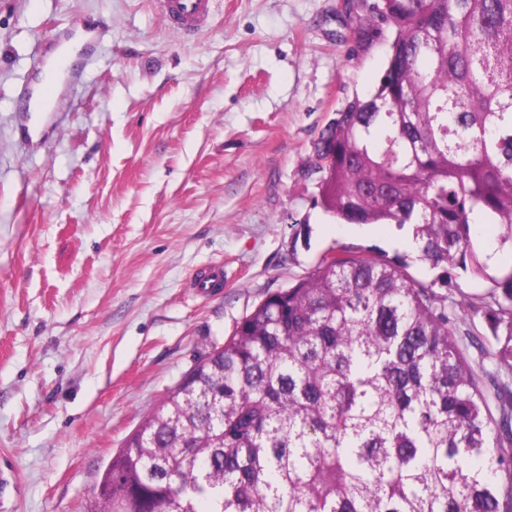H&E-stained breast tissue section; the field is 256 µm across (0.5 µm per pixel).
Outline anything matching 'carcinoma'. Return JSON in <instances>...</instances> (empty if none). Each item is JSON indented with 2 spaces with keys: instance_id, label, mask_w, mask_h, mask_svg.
<instances>
[{
  "instance_id": "obj_1",
  "label": "carcinoma",
  "mask_w": 512,
  "mask_h": 512,
  "mask_svg": "<svg viewBox=\"0 0 512 512\" xmlns=\"http://www.w3.org/2000/svg\"><path fill=\"white\" fill-rule=\"evenodd\" d=\"M349 10L388 62L315 144L321 206L409 223L417 260L490 287L457 298L400 257L324 256L198 358L86 512H512V256L492 270L477 240L493 224L512 246V0Z\"/></svg>"
}]
</instances>
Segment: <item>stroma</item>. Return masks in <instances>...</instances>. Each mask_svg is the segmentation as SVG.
<instances>
[{
    "label": "stroma",
    "instance_id": "35a3bbf8",
    "mask_svg": "<svg viewBox=\"0 0 512 512\" xmlns=\"http://www.w3.org/2000/svg\"><path fill=\"white\" fill-rule=\"evenodd\" d=\"M88 18L85 82L22 113L41 44ZM347 34L340 0H217L196 36L153 0H0V512H84L195 360L330 249L433 279L411 227L318 201L321 131L387 66Z\"/></svg>",
    "mask_w": 512,
    "mask_h": 512
}]
</instances>
